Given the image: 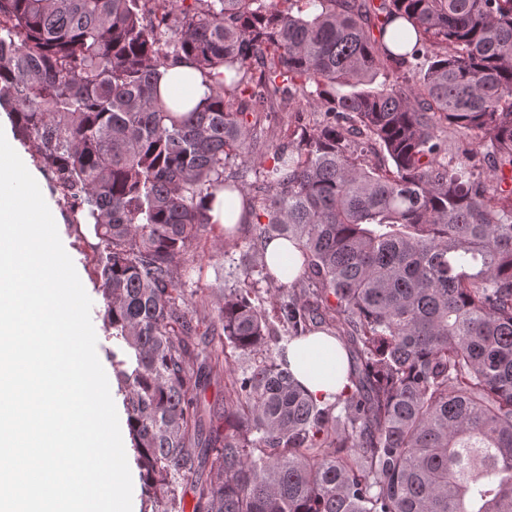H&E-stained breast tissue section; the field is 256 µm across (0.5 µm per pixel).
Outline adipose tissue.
<instances>
[{
  "label": "adipose tissue",
  "instance_id": "adipose-tissue-1",
  "mask_svg": "<svg viewBox=\"0 0 512 512\" xmlns=\"http://www.w3.org/2000/svg\"><path fill=\"white\" fill-rule=\"evenodd\" d=\"M286 358L296 380L315 398L334 400L349 383L346 355L336 338L326 333L292 341Z\"/></svg>",
  "mask_w": 512,
  "mask_h": 512
}]
</instances>
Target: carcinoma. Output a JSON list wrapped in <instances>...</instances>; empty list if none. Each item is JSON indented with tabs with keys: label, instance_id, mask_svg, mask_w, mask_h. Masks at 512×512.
<instances>
[{
	"label": "carcinoma",
	"instance_id": "cac0c4a2",
	"mask_svg": "<svg viewBox=\"0 0 512 512\" xmlns=\"http://www.w3.org/2000/svg\"><path fill=\"white\" fill-rule=\"evenodd\" d=\"M181 62L205 87L187 112L158 88ZM302 102L323 120L269 151L258 114ZM1 109L97 239L154 512L186 487L193 512H512V0H0ZM447 124L481 158H448ZM224 191L261 262L198 317L179 262ZM273 239L300 252L288 284ZM317 331L350 357L333 402L285 359ZM228 376L229 371L227 373L224 371L213 373L211 384L204 394L206 404L210 406L211 410H222L224 402V384L229 383Z\"/></svg>",
	"mask_w": 512,
	"mask_h": 512
}]
</instances>
